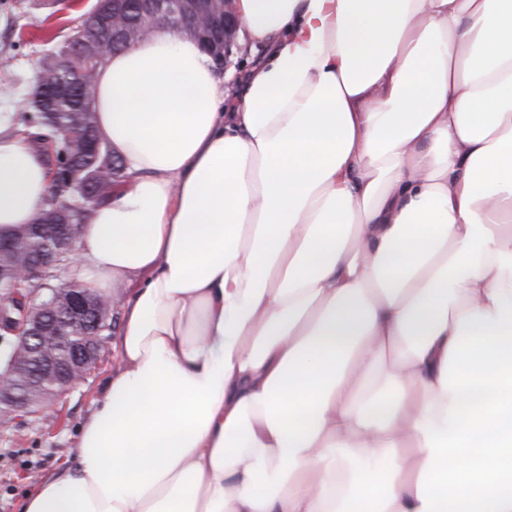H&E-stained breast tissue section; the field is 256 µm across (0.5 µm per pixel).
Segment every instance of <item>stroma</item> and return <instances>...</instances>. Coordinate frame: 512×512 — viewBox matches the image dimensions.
<instances>
[{"label": "stroma", "instance_id": "1", "mask_svg": "<svg viewBox=\"0 0 512 512\" xmlns=\"http://www.w3.org/2000/svg\"><path fill=\"white\" fill-rule=\"evenodd\" d=\"M62 2L64 7L58 10L0 0V85L13 87L11 96H0V113L21 111L34 87L39 62L93 9L96 0ZM111 373L112 351L107 348L86 379L56 399L54 409L61 419L57 429H44L34 415L0 427V512H22L33 479L73 459L91 402Z\"/></svg>", "mask_w": 512, "mask_h": 512}]
</instances>
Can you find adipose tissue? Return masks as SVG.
<instances>
[{"label":"adipose tissue","mask_w":512,"mask_h":512,"mask_svg":"<svg viewBox=\"0 0 512 512\" xmlns=\"http://www.w3.org/2000/svg\"><path fill=\"white\" fill-rule=\"evenodd\" d=\"M234 11V95L162 26L95 75L78 281L133 289L23 512H512V0ZM49 187L0 128V231Z\"/></svg>","instance_id":"obj_1"}]
</instances>
